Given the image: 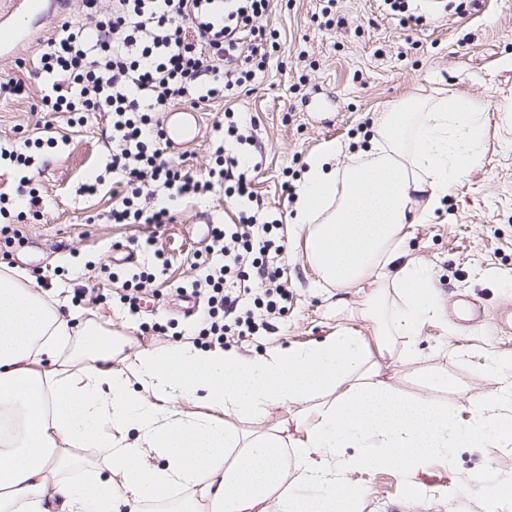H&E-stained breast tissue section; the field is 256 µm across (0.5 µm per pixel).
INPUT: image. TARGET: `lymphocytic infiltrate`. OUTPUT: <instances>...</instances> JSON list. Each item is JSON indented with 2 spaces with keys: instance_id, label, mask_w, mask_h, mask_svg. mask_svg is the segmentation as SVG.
Returning <instances> with one entry per match:
<instances>
[{
  "instance_id": "f902f5d3",
  "label": "lymphocytic infiltrate",
  "mask_w": 512,
  "mask_h": 512,
  "mask_svg": "<svg viewBox=\"0 0 512 512\" xmlns=\"http://www.w3.org/2000/svg\"><path fill=\"white\" fill-rule=\"evenodd\" d=\"M270 0H82L86 21L49 40L39 58L51 75L41 98L47 112H104L112 127V224H169L176 206L217 188L241 203L238 220L211 231V259L190 284L203 303L200 337L217 345L256 335L283 315L288 290L278 259L287 248L279 227L259 223L247 171H259L252 127L237 113L215 122V167L198 178L174 165L161 116L186 105L238 95L264 68L258 60ZM263 291H256V284Z\"/></svg>"
}]
</instances>
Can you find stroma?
I'll return each mask as SVG.
<instances>
[{"instance_id": "stroma-1", "label": "stroma", "mask_w": 512, "mask_h": 512, "mask_svg": "<svg viewBox=\"0 0 512 512\" xmlns=\"http://www.w3.org/2000/svg\"><path fill=\"white\" fill-rule=\"evenodd\" d=\"M326 6L325 0H273L263 24L276 31L277 47L252 91L229 104L210 101L197 142L186 155L171 154L170 161L206 175L213 163V124L225 107L256 120L263 152L254 190L266 220L283 223L288 313L269 332L236 343L238 352L308 346L348 328L381 363L384 379L399 389L415 392L420 370L447 371L456 382L444 395L453 410L494 388L487 370L491 360L512 359V333L496 324L497 316L512 311V0H446L440 11L421 5L417 11L425 20L417 26L403 24L382 0H336L327 19ZM65 21L84 23L81 5L50 18L42 40L22 44L13 62L0 68V84L29 72L23 94L0 92V150L32 140L30 174L43 198L38 217L16 228L0 226V261L26 272L44 295L68 299L81 321L111 337L112 365L119 368L140 349L195 345V318L176 289L199 276L209 225L231 223L238 204L219 192L184 202L173 223L157 230L107 223L111 184L93 194L80 190L110 160L107 114L91 113L74 126L68 113L39 110L52 79L37 73V62ZM412 95L470 98L486 112L488 130L481 166L449 191L429 222L411 225L404 237L407 257L431 273L441 316L420 325L416 335L391 337L383 349L363 318L358 289L321 284L306 259L305 232L289 222L295 204L282 186L300 185L307 159L328 143L343 148L337 165L348 163L356 144L367 142L375 112ZM47 123L58 143L36 146ZM150 234L167 265L152 284L148 307L132 313L114 296L112 253ZM340 297L346 300L341 309ZM465 298L484 307L482 325L471 327L455 316ZM160 316L175 320L177 335H154L151 326ZM485 471L512 480V447L455 449L448 460L417 474L413 494L393 471L364 474L361 512H485L475 482Z\"/></svg>"}]
</instances>
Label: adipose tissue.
Segmentation results:
<instances>
[{
  "label": "adipose tissue",
  "mask_w": 512,
  "mask_h": 512,
  "mask_svg": "<svg viewBox=\"0 0 512 512\" xmlns=\"http://www.w3.org/2000/svg\"><path fill=\"white\" fill-rule=\"evenodd\" d=\"M486 114L466 97L410 96L374 119L368 149L337 166L339 145L307 161L293 223L306 258L339 288L369 287L366 317L380 338L413 336L438 318L432 278L415 260L398 270L404 229L425 223L483 159ZM397 303H388L387 290ZM494 389L449 411L447 373H420L419 393L381 380L357 340L339 332L304 347L243 355L143 349L112 366V342L82 324L68 300L0 267V512H143L195 487L175 512H359L358 476L405 481L451 448L512 446V360L490 366ZM204 402L224 419L191 410ZM300 407L299 437H250L228 417ZM136 438H129V429ZM102 449L106 471L79 481L70 448ZM166 458L157 467L148 449ZM294 464L286 466L285 453Z\"/></svg>",
  "instance_id": "ef3b65f1"
}]
</instances>
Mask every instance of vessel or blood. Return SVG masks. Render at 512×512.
<instances>
[{"mask_svg": "<svg viewBox=\"0 0 512 512\" xmlns=\"http://www.w3.org/2000/svg\"><path fill=\"white\" fill-rule=\"evenodd\" d=\"M70 0H7L0 8V64L10 60L18 42L30 38L29 19L46 18L51 12H65ZM164 139L178 150L197 141L201 128L199 113L184 108L166 113L162 123Z\"/></svg>", "mask_w": 512, "mask_h": 512, "instance_id": "b4317fda", "label": "vessel or blood"}]
</instances>
